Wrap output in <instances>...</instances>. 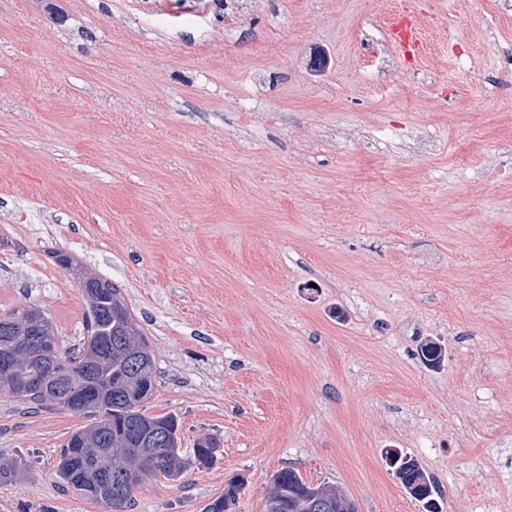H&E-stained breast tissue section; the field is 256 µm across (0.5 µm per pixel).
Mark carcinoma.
<instances>
[{"label": "carcinoma", "mask_w": 512, "mask_h": 512, "mask_svg": "<svg viewBox=\"0 0 512 512\" xmlns=\"http://www.w3.org/2000/svg\"><path fill=\"white\" fill-rule=\"evenodd\" d=\"M57 263L72 271L86 302L85 331L81 342L66 350L53 331L44 310L28 306L0 315V327L16 337V359L0 376V391L23 404L52 406L83 415L89 423L74 429L65 440L57 461V477L62 485L77 491L89 502L130 512L136 488L158 475L178 481L193 469L213 464L219 451L211 437L196 441L191 452L180 448L179 421L176 415L146 413L145 402L154 385L142 386L136 366L141 357L153 359L149 342L137 323L125 297L112 282L86 273L74 259L55 254ZM40 331L47 336L49 349L68 386L58 391V379L45 373L38 362L23 350L26 337ZM92 395L82 408L74 409L65 400L70 391ZM163 435V442L146 448L135 439L134 430ZM407 471L402 486L411 483L417 492L411 497L423 505L424 512H440L435 498L437 485L416 459ZM280 480L279 510L267 502L266 512H305L304 494L299 487L321 491L320 512H336V487L323 482L316 486L292 468L274 474ZM243 483L233 477L224 493L204 506V512H229L238 499Z\"/></svg>", "instance_id": "carcinoma-1"}]
</instances>
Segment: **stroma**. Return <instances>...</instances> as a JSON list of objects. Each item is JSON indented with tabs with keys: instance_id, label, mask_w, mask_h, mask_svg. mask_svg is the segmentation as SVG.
<instances>
[{
	"instance_id": "obj_1",
	"label": "stroma",
	"mask_w": 512,
	"mask_h": 512,
	"mask_svg": "<svg viewBox=\"0 0 512 512\" xmlns=\"http://www.w3.org/2000/svg\"><path fill=\"white\" fill-rule=\"evenodd\" d=\"M421 18V61L387 17ZM117 285L153 415L215 463L133 512H266L273 474L359 512H512V0H0V314ZM441 345V367L419 356ZM85 417L0 394V512H102L56 478ZM406 458L410 459L414 468L407 471L406 480L401 481L403 488L411 495L412 498L417 500L423 505L424 512H441L439 510V503L435 498V494L438 496L436 491L437 485L434 479L424 472L419 462L407 454H402ZM414 483L417 486V492L412 493L408 490L407 485ZM439 497V496H438ZM244 482H240L238 477L228 480L224 487V493L209 501L205 506L204 512H228L238 499Z\"/></svg>"
}]
</instances>
